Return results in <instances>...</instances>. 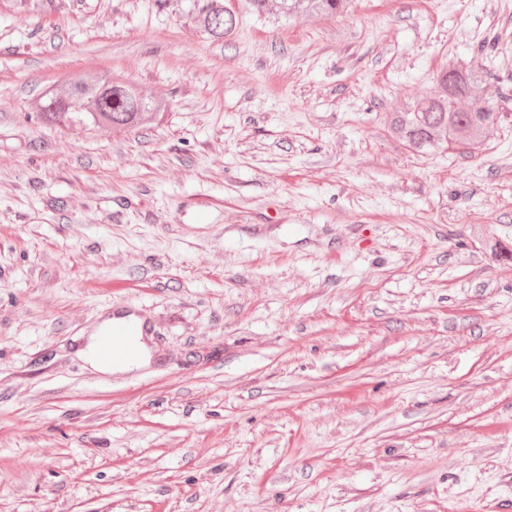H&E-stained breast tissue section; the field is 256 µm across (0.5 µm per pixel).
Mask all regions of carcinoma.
Wrapping results in <instances>:
<instances>
[{"mask_svg": "<svg viewBox=\"0 0 512 512\" xmlns=\"http://www.w3.org/2000/svg\"><path fill=\"white\" fill-rule=\"evenodd\" d=\"M348 2L277 0V7L284 18L308 14L334 16L343 12ZM198 22L212 37L227 43L237 29L238 16L223 0H208ZM484 80V72L475 64L449 67L440 75V94L419 98L407 109L388 113V131L419 153L468 146L481 140L497 121V107L484 104L464 108L461 102L473 98ZM45 96L37 117L53 125L89 123L133 128L156 119L167 109L164 100L146 98L124 80L112 84L109 96L100 91L99 74L87 70L68 74L61 91H48Z\"/></svg>", "mask_w": 512, "mask_h": 512, "instance_id": "carcinoma-1", "label": "carcinoma"}]
</instances>
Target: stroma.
Here are the masks:
<instances>
[{
    "label": "stroma",
    "mask_w": 512,
    "mask_h": 512,
    "mask_svg": "<svg viewBox=\"0 0 512 512\" xmlns=\"http://www.w3.org/2000/svg\"><path fill=\"white\" fill-rule=\"evenodd\" d=\"M205 2L0 0V512H512V0ZM474 60L481 144L388 133ZM77 70L168 109L27 120ZM222 2L223 0H209L198 22L212 37L224 38L226 45L237 29L238 16ZM278 13L284 18L308 14L336 16L345 10L349 0H278ZM117 314L118 313L115 312L112 313V318L105 320L100 325L95 335L90 337V342L87 346L79 352L86 363L100 372L112 373L113 371H129L147 363V350L142 343V336H136L138 334L137 329L140 328L139 322L141 321L138 319L135 321L129 319L124 320L121 316L117 317ZM111 322L112 324L108 328ZM104 329L107 330L100 334ZM129 336H132L133 342L138 345L141 350V355L137 360L115 365L103 362L97 357L96 345L99 357L106 361H121L138 355L139 351L129 342Z\"/></svg>",
    "instance_id": "35a3bbf8"
}]
</instances>
